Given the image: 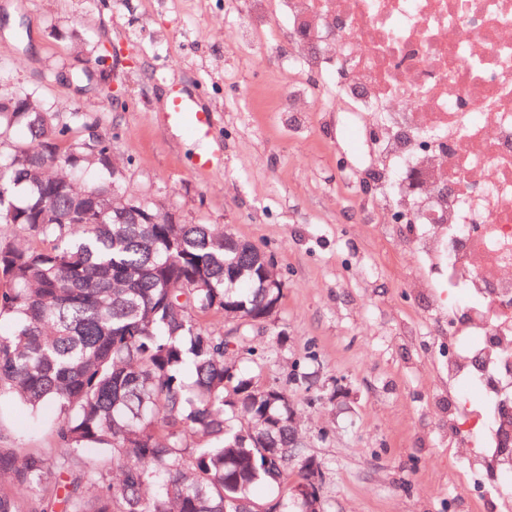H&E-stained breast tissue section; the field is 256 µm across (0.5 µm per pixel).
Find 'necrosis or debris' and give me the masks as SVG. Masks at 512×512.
<instances>
[{
	"label": "necrosis or debris",
	"instance_id": "obj_1",
	"mask_svg": "<svg viewBox=\"0 0 512 512\" xmlns=\"http://www.w3.org/2000/svg\"><path fill=\"white\" fill-rule=\"evenodd\" d=\"M288 57L336 64L351 138L372 146L357 220L412 218L408 246L448 272L452 446L478 471L512 472V0H283ZM419 178L404 189L402 173Z\"/></svg>",
	"mask_w": 512,
	"mask_h": 512
}]
</instances>
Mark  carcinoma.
<instances>
[{"label":"carcinoma","mask_w":512,"mask_h":512,"mask_svg":"<svg viewBox=\"0 0 512 512\" xmlns=\"http://www.w3.org/2000/svg\"><path fill=\"white\" fill-rule=\"evenodd\" d=\"M17 122L28 137L5 142ZM51 123L34 98L0 112V224L28 233L0 241V317L12 322L0 400L57 409L55 447L0 446V512H304L292 488L320 485L322 470L301 464L288 389L264 387L251 325L228 337L211 323L226 293L248 314L280 302L249 272L262 255L205 224L168 223L122 183L83 180L114 162L68 139L67 124L46 152ZM228 268L246 271L233 289Z\"/></svg>","instance_id":"cac0c4a2"}]
</instances>
